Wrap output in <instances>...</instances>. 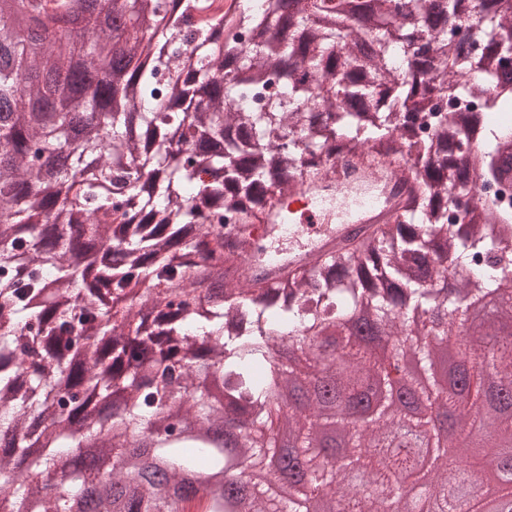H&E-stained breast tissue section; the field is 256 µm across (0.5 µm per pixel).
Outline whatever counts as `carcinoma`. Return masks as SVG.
Listing matches in <instances>:
<instances>
[{
  "mask_svg": "<svg viewBox=\"0 0 512 512\" xmlns=\"http://www.w3.org/2000/svg\"><path fill=\"white\" fill-rule=\"evenodd\" d=\"M61 19L69 0H22ZM133 14L164 24L130 27L113 70L112 34L101 23L67 35L81 50L35 51L0 18V500L11 512H71L85 487L103 486L95 512H306L337 484L342 512H407L387 490L408 458L372 448L388 427L363 428L355 410L294 407L328 327L342 392L354 398L384 372L369 341L391 356L430 363L435 337L476 321L472 300L497 295L478 322L495 336L512 322V12L501 0H370L361 16L336 0H294L288 41L254 35L278 28L288 0L226 8L225 0H128ZM487 31L480 46L448 34V19ZM231 58L235 75L224 76ZM269 92L253 112L254 92ZM397 164L392 221L355 231L328 252L268 278L237 276L264 248L228 226L269 223L276 205L331 158ZM499 186L498 199L467 223L452 197ZM465 390L409 387L414 400L451 407L459 440L476 423L512 435V417L488 405V372L512 385V338L493 355L477 341L459 355ZM122 407L80 430L92 397ZM298 435L277 449L275 421ZM233 416L252 432L233 445L211 438ZM332 419L354 438L339 454L312 450ZM152 449L178 487L193 472L210 481L247 461L258 478L235 498L212 490L168 497L141 477L133 448ZM99 450L102 471H76L62 489L45 481L75 448ZM498 473L486 497L512 512V466L485 448ZM359 465L370 471L362 482ZM457 459L443 450L424 485L420 512H478L463 493Z\"/></svg>",
  "mask_w": 512,
  "mask_h": 512,
  "instance_id": "carcinoma-1",
  "label": "carcinoma"
}]
</instances>
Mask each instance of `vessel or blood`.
<instances>
[{
  "mask_svg": "<svg viewBox=\"0 0 512 512\" xmlns=\"http://www.w3.org/2000/svg\"><path fill=\"white\" fill-rule=\"evenodd\" d=\"M399 188L385 168L352 169L345 180L315 181L304 184L286 207L277 208L271 221L282 224L287 214H299L300 224L291 229L292 237H303L309 225H330V232L310 246L291 252V259L305 260L330 243L366 224H381L393 214Z\"/></svg>",
  "mask_w": 512,
  "mask_h": 512,
  "instance_id": "b4317fda",
  "label": "vessel or blood"
}]
</instances>
